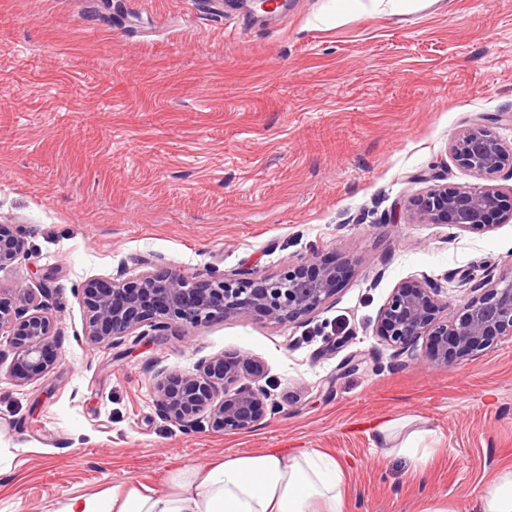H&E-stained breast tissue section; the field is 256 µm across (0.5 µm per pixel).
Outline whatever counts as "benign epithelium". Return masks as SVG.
Returning <instances> with one entry per match:
<instances>
[{
  "label": "benign epithelium",
  "instance_id": "obj_1",
  "mask_svg": "<svg viewBox=\"0 0 512 512\" xmlns=\"http://www.w3.org/2000/svg\"><path fill=\"white\" fill-rule=\"evenodd\" d=\"M456 159L478 174L512 173V147L476 124L452 147ZM416 214L430 224L461 229L512 219V200L492 186L465 189L435 185L413 201ZM17 226L0 224V268L23 255ZM341 270L323 265L314 273L304 264L286 263L276 275L249 269L194 281L173 272H148L135 279L122 274L110 280L91 279L80 292L88 312L84 336L101 346H118L125 338H157L177 325L184 333L211 321L261 311L275 324L296 323L336 295ZM471 296L456 304L448 317V299L441 279L425 276L400 283L382 309L377 336L395 348V356L426 338V359L448 366L500 336H512V277L493 281L490 275L468 273ZM30 289L0 295V332H8L10 375L18 382L42 378L54 364L59 335L53 321L29 304ZM261 368L251 357L223 355L202 358L196 372L182 375L161 367L153 375L159 412L185 431L206 423L222 431L245 432L278 410L271 392L256 383Z\"/></svg>",
  "mask_w": 512,
  "mask_h": 512
}]
</instances>
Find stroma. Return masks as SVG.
<instances>
[{"instance_id": "1", "label": "stroma", "mask_w": 512, "mask_h": 512, "mask_svg": "<svg viewBox=\"0 0 512 512\" xmlns=\"http://www.w3.org/2000/svg\"><path fill=\"white\" fill-rule=\"evenodd\" d=\"M324 4L0 0V224L25 250L0 293L31 288L62 337L42 378L0 369V512L163 492L183 465L269 448L335 458L345 512H465L512 469V336L442 367L424 340L398 356L376 335L402 282L447 275L454 305L473 264L512 276V220L463 230L410 211L434 185L512 194L511 173L479 177L451 150L476 124L512 147V0L396 15L367 0L322 23ZM315 254L344 276L304 322L251 312L116 348L83 338L86 280L263 275ZM240 353L279 413L246 433L160 416L157 365ZM409 437L432 457L416 474L389 454Z\"/></svg>"}]
</instances>
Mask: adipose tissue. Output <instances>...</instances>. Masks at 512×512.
I'll return each mask as SVG.
<instances>
[{
	"instance_id": "ef3b65f1",
	"label": "adipose tissue",
	"mask_w": 512,
	"mask_h": 512,
	"mask_svg": "<svg viewBox=\"0 0 512 512\" xmlns=\"http://www.w3.org/2000/svg\"><path fill=\"white\" fill-rule=\"evenodd\" d=\"M344 472L316 453L265 450L172 472L166 492L112 487L60 512H344Z\"/></svg>"
}]
</instances>
